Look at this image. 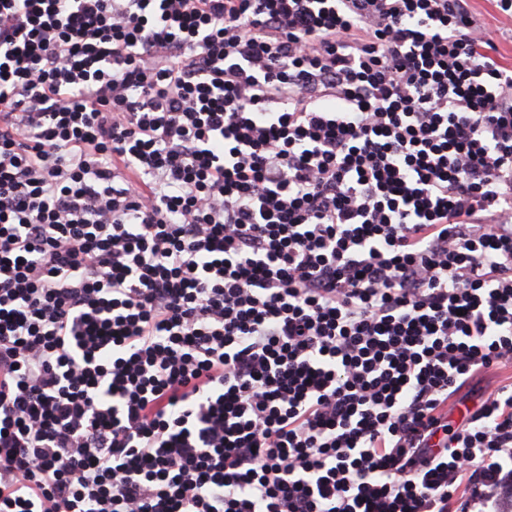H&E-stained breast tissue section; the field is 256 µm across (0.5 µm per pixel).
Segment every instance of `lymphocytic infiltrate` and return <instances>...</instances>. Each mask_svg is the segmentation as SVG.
Wrapping results in <instances>:
<instances>
[{
	"label": "lymphocytic infiltrate",
	"instance_id": "1",
	"mask_svg": "<svg viewBox=\"0 0 512 512\" xmlns=\"http://www.w3.org/2000/svg\"><path fill=\"white\" fill-rule=\"evenodd\" d=\"M472 0H0V512H474L512 485V66Z\"/></svg>",
	"mask_w": 512,
	"mask_h": 512
}]
</instances>
